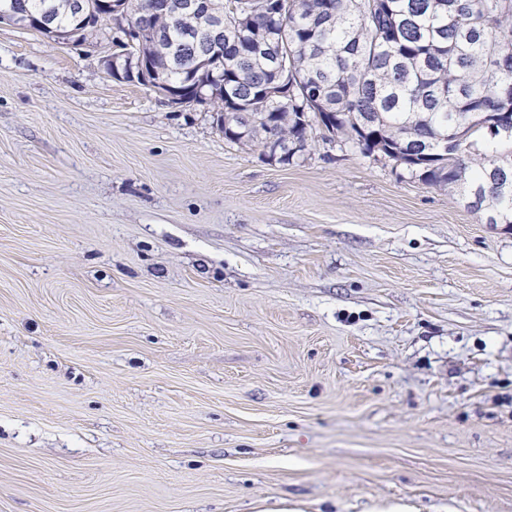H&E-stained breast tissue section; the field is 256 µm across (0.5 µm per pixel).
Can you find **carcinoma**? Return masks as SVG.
I'll list each match as a JSON object with an SVG mask.
<instances>
[{
  "label": "carcinoma",
  "instance_id": "cac0c4a2",
  "mask_svg": "<svg viewBox=\"0 0 512 512\" xmlns=\"http://www.w3.org/2000/svg\"><path fill=\"white\" fill-rule=\"evenodd\" d=\"M155 0L99 10L76 26L68 0H0V16L55 41L81 43L115 28L143 26L142 42L112 41L178 86L188 70L190 101L239 112L246 135L233 144L279 142L276 162L304 156L314 129L365 157L388 159L409 178L444 189L487 224H512V0H209L223 16L224 48L195 67L210 17L160 15ZM224 74V83L215 80Z\"/></svg>",
  "mask_w": 512,
  "mask_h": 512
}]
</instances>
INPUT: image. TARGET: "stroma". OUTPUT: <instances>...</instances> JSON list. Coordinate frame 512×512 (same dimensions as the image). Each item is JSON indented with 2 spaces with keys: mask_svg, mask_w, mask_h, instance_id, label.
<instances>
[{
  "mask_svg": "<svg viewBox=\"0 0 512 512\" xmlns=\"http://www.w3.org/2000/svg\"><path fill=\"white\" fill-rule=\"evenodd\" d=\"M112 52L0 23V512H512V227Z\"/></svg>",
  "mask_w": 512,
  "mask_h": 512,
  "instance_id": "1",
  "label": "stroma"
}]
</instances>
